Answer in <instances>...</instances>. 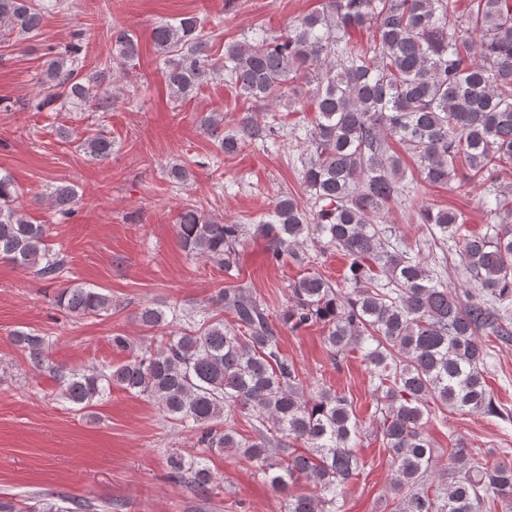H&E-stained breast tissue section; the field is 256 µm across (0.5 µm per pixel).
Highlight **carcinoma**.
<instances>
[{
  "instance_id": "cac0c4a2",
  "label": "carcinoma",
  "mask_w": 512,
  "mask_h": 512,
  "mask_svg": "<svg viewBox=\"0 0 512 512\" xmlns=\"http://www.w3.org/2000/svg\"><path fill=\"white\" fill-rule=\"evenodd\" d=\"M452 0H325L322 7L288 23L277 37L252 36L224 46L213 58L203 22L196 16L155 26L152 41L166 83L178 99L192 96L224 75L240 96L269 108L288 106L309 94L318 117L304 132L301 179L311 198L304 208L280 196L254 225L271 259L298 256L307 243L343 251L350 258L338 286L316 275L289 289L281 326L297 331L314 324L325 330L334 357L367 347L366 359L378 392L382 444L392 459L395 512H512V462L473 456L461 443L438 463L426 426L430 403L457 411L500 415L484 373L490 353L481 333L512 338V192L489 187L482 205L497 219L493 232L461 234L459 211L420 207L417 221L444 241L461 242L465 291L431 272L422 260L398 249L382 225L387 206L415 186L457 190L460 167L466 179L487 182L512 165V0H469L457 29L448 32ZM62 0H0V34L24 39L43 35L46 15ZM371 32L370 46L355 50L350 33ZM116 60L139 54L130 29L112 27ZM81 34L59 49L47 45L45 87L24 107L41 112L68 104L95 112L112 110L99 92L105 76L88 78L77 66ZM305 79V86L296 84ZM199 128L218 151L234 153L259 141L276 143V118L246 117L224 131V113L203 115ZM406 144L417 175L406 178L388 139ZM94 159L112 154L100 131L83 140ZM8 174H0V260L44 281L67 273V259L47 243L17 203ZM55 214H75L74 188L57 185ZM245 225L214 220L194 206L180 215L177 236L198 258L215 260L230 272ZM215 302L232 315L212 321L204 332L169 336L156 349L108 370L61 372L59 396L85 409L117 386L157 403L170 419L199 432L198 455L168 457L169 476L207 503L216 488L205 453L234 452L256 463L266 482L284 496V512H343L341 490L360 468L354 448L361 436L351 401L321 386L304 388L295 364L279 346L268 308L242 286L222 288ZM57 304L75 317L112 310L99 288L73 283ZM141 321L167 323L166 311L145 307ZM15 342L30 360L43 364L45 338L19 331ZM252 417L253 435L241 434L237 414ZM302 442L298 453L292 444ZM313 484L297 489L299 479Z\"/></svg>"
}]
</instances>
